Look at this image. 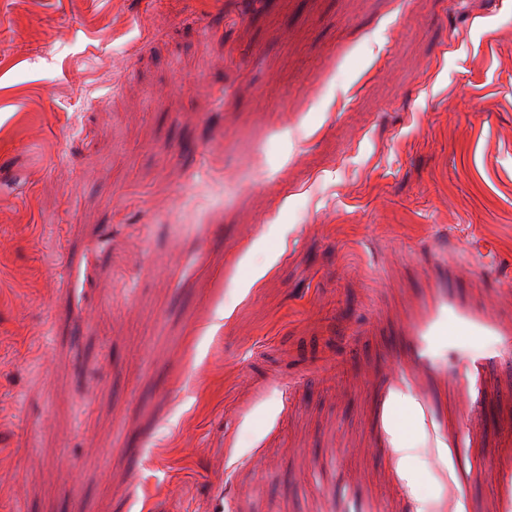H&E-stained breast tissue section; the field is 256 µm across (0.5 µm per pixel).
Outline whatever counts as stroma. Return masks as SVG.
Returning <instances> with one entry per match:
<instances>
[{
  "label": "stroma",
  "instance_id": "obj_1",
  "mask_svg": "<svg viewBox=\"0 0 512 512\" xmlns=\"http://www.w3.org/2000/svg\"><path fill=\"white\" fill-rule=\"evenodd\" d=\"M364 504L512 512V0H0V512Z\"/></svg>",
  "mask_w": 512,
  "mask_h": 512
}]
</instances>
